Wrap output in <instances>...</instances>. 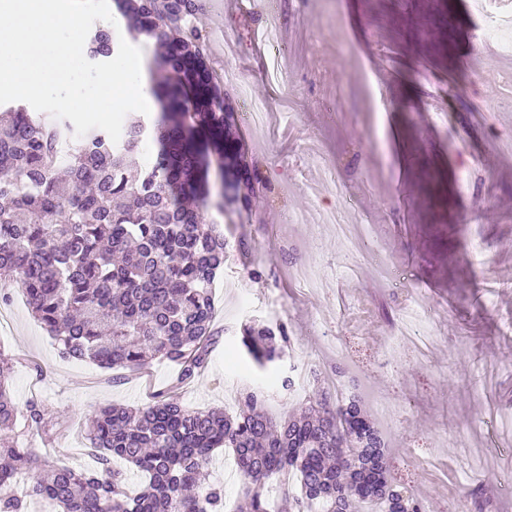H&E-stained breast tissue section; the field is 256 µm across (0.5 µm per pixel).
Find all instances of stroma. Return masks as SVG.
Returning a JSON list of instances; mask_svg holds the SVG:
<instances>
[{
	"instance_id": "35a3bbf8",
	"label": "stroma",
	"mask_w": 512,
	"mask_h": 512,
	"mask_svg": "<svg viewBox=\"0 0 512 512\" xmlns=\"http://www.w3.org/2000/svg\"><path fill=\"white\" fill-rule=\"evenodd\" d=\"M202 0L194 22L208 34L212 69L230 67L225 91L239 112L238 144L259 185L249 210L231 216L214 290L207 362L183 387L192 409L238 408L244 384L264 374L245 355L241 323L279 318L290 343L276 372L307 377L272 392L288 417L315 390L312 374L341 377L370 412L405 409L379 428L391 475L429 512H454L475 486L496 489L512 473V434L485 439V422L512 406V51L485 37L472 0ZM272 27L284 74L267 80L269 48L251 30ZM265 100L264 124L243 119ZM469 223H462V216ZM366 225L379 255L354 254L340 225ZM484 247L476 263L472 241ZM429 307L433 341L400 342L391 366L374 352L417 302ZM0 351L18 407L43 406L47 432L23 428L43 467H96L84 429L98 407H138L169 388L178 368L155 359L127 380L62 358L25 296L0 280Z\"/></svg>"
}]
</instances>
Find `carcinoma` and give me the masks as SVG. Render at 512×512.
<instances>
[{
    "label": "carcinoma",
    "mask_w": 512,
    "mask_h": 512,
    "mask_svg": "<svg viewBox=\"0 0 512 512\" xmlns=\"http://www.w3.org/2000/svg\"><path fill=\"white\" fill-rule=\"evenodd\" d=\"M114 16L134 41L154 45L169 79L155 85L159 112L126 119L118 142L101 129L67 140L65 120L18 107L0 113V279L14 280L34 318L64 358L87 360L127 377L159 358L180 367L177 384L142 408L108 405L91 417L87 439L98 467L36 462L15 433L19 410L0 372V487L32 473L26 497L48 498L61 512H224V489L206 484L219 448L232 450L248 480L232 512H269L266 482L280 480V512H426L423 499L393 483L372 415L356 397L316 396L284 420L270 416L265 392L248 387L239 410L186 407L178 386L204 367L216 315L214 283L228 242L207 221L224 188V154H236L237 118L205 57L207 36L167 0H113ZM118 42L89 33V51L108 57ZM151 159L131 173L144 142ZM65 174H59V164ZM258 175L237 168L229 184L238 209L251 208ZM240 343L260 369L282 360L287 327L249 321ZM26 420L43 428L31 400ZM131 464L145 475L127 492ZM476 512H492L493 492L474 488ZM0 512H25V497L0 495Z\"/></svg>",
    "instance_id": "cac0c4a2"
}]
</instances>
